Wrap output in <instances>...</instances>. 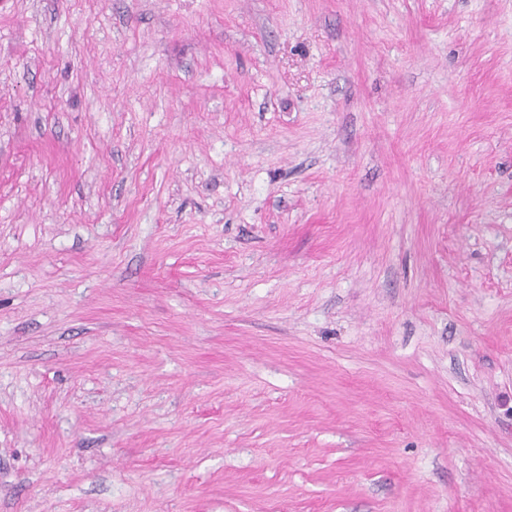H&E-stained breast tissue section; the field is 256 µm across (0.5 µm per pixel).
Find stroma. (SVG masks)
Here are the masks:
<instances>
[{
	"label": "stroma",
	"mask_w": 512,
	"mask_h": 512,
	"mask_svg": "<svg viewBox=\"0 0 512 512\" xmlns=\"http://www.w3.org/2000/svg\"><path fill=\"white\" fill-rule=\"evenodd\" d=\"M0 512H512V0H0Z\"/></svg>",
	"instance_id": "stroma-1"
}]
</instances>
